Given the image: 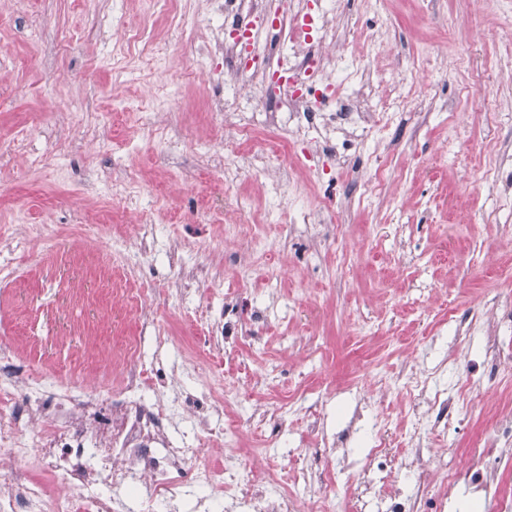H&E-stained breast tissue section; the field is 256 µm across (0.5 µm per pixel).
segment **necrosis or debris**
<instances>
[{
    "instance_id": "1",
    "label": "necrosis or debris",
    "mask_w": 512,
    "mask_h": 512,
    "mask_svg": "<svg viewBox=\"0 0 512 512\" xmlns=\"http://www.w3.org/2000/svg\"><path fill=\"white\" fill-rule=\"evenodd\" d=\"M222 17L213 42L214 55L229 57L237 81L260 79L259 99L267 107L263 122L286 128V150L342 124L360 125L370 133L373 115L360 114L349 94L350 64L337 59L328 68L323 48L333 40V0H316L314 11L287 15L271 10L266 0H213ZM255 27L278 31L281 46L277 69L267 72L268 53L239 27L240 17ZM142 377L128 371L118 396L76 407L68 392L48 393V383L0 351V512H178L188 484L202 489L201 512L213 501L226 500L229 512H325L309 483L290 492L278 488L279 475L260 476L250 460L226 454L216 470L203 458L201 448H179L169 441V430L180 417L193 416L209 440L232 438L229 428L210 422L211 407L192 396L176 395L143 400ZM400 386L414 390L419 403L434 420L415 421L409 435L412 448L405 460L392 463L381 481L366 478L357 487L359 505L376 502L377 512H444L445 499L434 495L436 485L451 486L458 471L439 468L431 449L422 445L435 426L453 421L455 396L435 391L429 375L412 369L402 374ZM37 434L28 441L26 431ZM496 450L493 466L468 470L471 484L487 489L498 467L512 465V420L496 417L486 442L476 444L475 455ZM50 474L56 491L29 477L30 465ZM413 473L422 489L418 498L401 494L399 474Z\"/></svg>"
}]
</instances>
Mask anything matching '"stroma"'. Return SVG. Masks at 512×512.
<instances>
[{
    "instance_id": "35a3bbf8",
    "label": "stroma",
    "mask_w": 512,
    "mask_h": 512,
    "mask_svg": "<svg viewBox=\"0 0 512 512\" xmlns=\"http://www.w3.org/2000/svg\"><path fill=\"white\" fill-rule=\"evenodd\" d=\"M329 58L363 57L359 77L380 131L336 168L317 143L255 170V151L279 138L242 114L261 112L249 88L210 119L224 61L209 58L208 0H0V347L55 387L91 400L117 382L114 351L144 323L169 341L146 340L139 362L153 398L161 374L200 394L196 354L207 321L244 342L215 358L224 408L243 425L244 449L263 467L320 464L337 471L324 494L353 512L356 486L380 423L404 450L412 394L385 382L405 364L452 389L457 359L485 379V337L512 344L496 307L512 304V211L487 179L491 153L512 155V15L497 0H335ZM472 153L457 158L453 136ZM240 171L224 184V143ZM383 180L367 188L377 164ZM279 185L283 203L269 214ZM134 188L121 201L114 188ZM309 223H294L298 211ZM48 225L44 240L34 225ZM153 250L136 252L139 225ZM178 254L205 267L199 295L179 293ZM491 396L472 393L453 427L433 430L444 467H470L485 436ZM290 412L277 436L255 421ZM349 432L346 457L295 456L314 447L312 422Z\"/></svg>"
}]
</instances>
